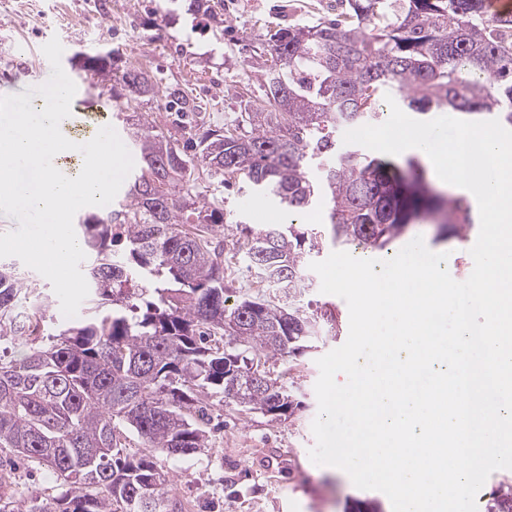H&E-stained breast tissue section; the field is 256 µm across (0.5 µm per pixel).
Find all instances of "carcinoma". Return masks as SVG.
Here are the masks:
<instances>
[{
	"label": "carcinoma",
	"mask_w": 512,
	"mask_h": 512,
	"mask_svg": "<svg viewBox=\"0 0 512 512\" xmlns=\"http://www.w3.org/2000/svg\"><path fill=\"white\" fill-rule=\"evenodd\" d=\"M338 19L280 28L266 40L272 64L263 97L191 142L140 113L129 134L138 170L118 208L78 220L80 275L89 314L45 337L51 301L34 281L0 266V512H176L172 479L156 458L180 459L209 445L205 407L218 399L271 422L299 403L270 363L309 348L317 321L291 301L311 286L308 259L319 239L381 249L436 211L440 233L472 224L465 201L437 195L423 176L338 131L384 119L389 93L408 110L453 112L512 125V13L486 0H341ZM224 15L210 0L177 10ZM119 51L82 68L100 81L121 73L126 104L160 93L169 122L207 123L208 104L179 82L120 70ZM241 180L270 195L288 221L248 239L244 261L282 298L224 299V209L198 183ZM326 208L325 230L297 222ZM141 451L126 452L127 432ZM17 460L43 464L61 492L13 489Z\"/></svg>",
	"instance_id": "1"
}]
</instances>
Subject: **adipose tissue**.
I'll use <instances>...</instances> for the list:
<instances>
[{
  "label": "adipose tissue",
  "mask_w": 512,
  "mask_h": 512,
  "mask_svg": "<svg viewBox=\"0 0 512 512\" xmlns=\"http://www.w3.org/2000/svg\"><path fill=\"white\" fill-rule=\"evenodd\" d=\"M50 89L33 110L0 122V207L23 206L41 213L48 233L33 257L57 279H65L64 260L71 247L67 217L75 200L104 195L120 171V151L111 141L89 147L70 140L67 116Z\"/></svg>",
  "instance_id": "1"
}]
</instances>
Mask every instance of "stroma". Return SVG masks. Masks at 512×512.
Returning a JSON list of instances; mask_svg holds the SVG:
<instances>
[{"mask_svg": "<svg viewBox=\"0 0 512 512\" xmlns=\"http://www.w3.org/2000/svg\"><path fill=\"white\" fill-rule=\"evenodd\" d=\"M213 3L224 15L223 26L203 17L166 13V0H0V111L17 99L40 98L49 78L40 66L42 51L48 42L59 38L67 41L73 52L118 49L127 62L143 65L165 81H180L197 97L215 103L212 119L220 125L238 112L240 92L260 95V75L271 64L270 54L261 46L268 31L332 17L340 10L338 0ZM161 21L166 24L165 39H150L149 30ZM84 89L88 101L110 115V137L122 150L123 171L106 195L73 207L69 213L73 220L82 213L108 210L122 199L127 172L137 163L126 130L133 116L131 109L115 97L111 83L89 75ZM208 196L224 208V256L230 261L224 273L228 304L246 294L269 295V288L247 271L241 256L250 233L264 228L267 212H279V205L239 181L224 189L210 188ZM29 230L17 209L0 208V261L17 263L22 271L39 279L54 301L53 325L82 318L86 303L77 270L78 254L68 255L70 279L60 283L20 247ZM478 233L474 227L466 235L438 242L431 224L416 223L383 249L352 245L348 252L356 258L388 260L402 244L420 236L429 250L448 253L450 275L463 281L473 270L469 250ZM311 282L296 304L318 317L314 346L284 357L274 367L275 372L285 373L299 409L288 420L271 423L262 415L212 402L206 414L221 419L224 426L212 431L209 448L185 459H157L159 469L177 476L174 494L182 512H356L358 504L366 502L378 503L381 512H392L382 492L359 489L344 471L315 465L309 458L315 445L311 425L318 413L316 361L343 345L349 332L346 302L322 293L319 276H312Z\"/></svg>", "mask_w": 512, "mask_h": 512, "instance_id": "1", "label": "stroma"}]
</instances>
